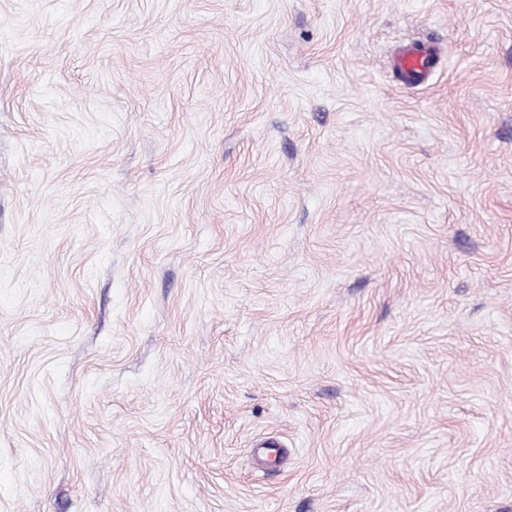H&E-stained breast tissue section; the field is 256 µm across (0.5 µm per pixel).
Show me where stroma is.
Instances as JSON below:
<instances>
[{
	"instance_id": "stroma-1",
	"label": "stroma",
	"mask_w": 512,
	"mask_h": 512,
	"mask_svg": "<svg viewBox=\"0 0 512 512\" xmlns=\"http://www.w3.org/2000/svg\"><path fill=\"white\" fill-rule=\"evenodd\" d=\"M0 512H512V0H0ZM435 56L431 49L424 45H413L398 51L393 60L394 69L412 80L426 77L434 70Z\"/></svg>"
}]
</instances>
